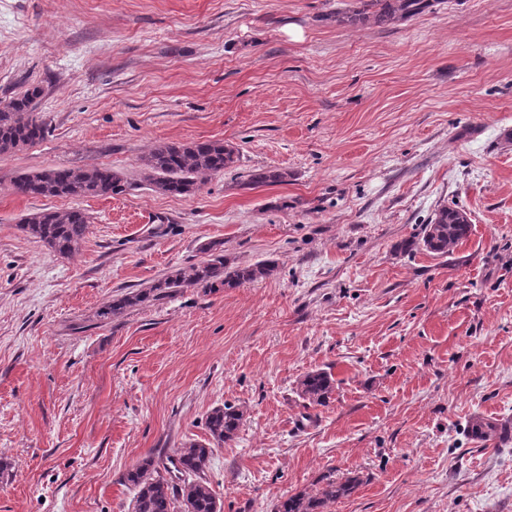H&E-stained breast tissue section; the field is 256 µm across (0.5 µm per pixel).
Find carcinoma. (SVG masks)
<instances>
[{
    "label": "carcinoma",
    "instance_id": "obj_1",
    "mask_svg": "<svg viewBox=\"0 0 512 512\" xmlns=\"http://www.w3.org/2000/svg\"><path fill=\"white\" fill-rule=\"evenodd\" d=\"M433 0H359V7L346 16L350 22L367 16L378 24L407 17L429 7ZM39 90L0 101V154L18 150L44 137L45 122L34 112ZM238 151L220 140L188 143L157 142L143 159L144 179L150 189L162 195L192 196L209 176L235 166ZM288 171L278 168L249 172L241 183L246 189L281 184ZM133 183L120 172L107 167L54 168L26 173L15 183L17 192L32 198L112 197L132 189ZM19 229L60 256L76 252L86 238L89 217L79 208L39 210L21 219ZM471 224L467 213L442 205L422 229V236L401 241L397 250L411 253L425 250L446 256L468 238ZM209 259L187 269L170 271L150 285L122 294L112 304L97 312L104 321L125 311L160 301L184 288H239L269 278L275 271L271 261L231 266L224 258L219 243L208 247ZM335 389L332 374L316 369L297 382L299 396L308 405L325 406ZM245 416L244 408L224 404L212 409L205 418L209 439L193 441L179 453L165 459L147 457L133 465L124 475V482L134 490L131 512H222L207 478L214 446L235 438ZM473 436L488 441L507 442V424L479 420L472 424ZM359 484L356 477L337 478L330 471L322 477L315 494H293L276 506V512H323L326 504L352 493Z\"/></svg>",
    "mask_w": 512,
    "mask_h": 512
}]
</instances>
